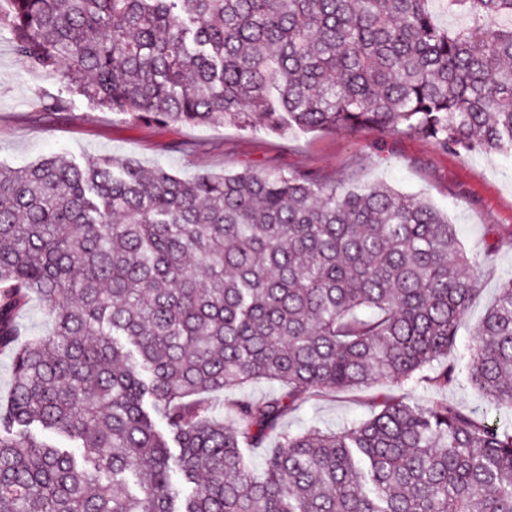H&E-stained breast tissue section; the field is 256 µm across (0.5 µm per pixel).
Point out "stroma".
<instances>
[{
    "label": "stroma",
    "instance_id": "stroma-1",
    "mask_svg": "<svg viewBox=\"0 0 512 512\" xmlns=\"http://www.w3.org/2000/svg\"><path fill=\"white\" fill-rule=\"evenodd\" d=\"M64 103L46 110L47 101ZM194 144L183 153L179 144ZM66 154L84 162L102 156L163 166L183 178L278 169L359 184L385 183L426 199L456 226L462 248L480 264L476 290L449 359L465 355L476 326L512 277V249L498 247L512 228V160L489 153H454L416 135L364 128L293 132L279 136L261 125L162 124L102 109L68 80L46 75L16 55L0 30V164L20 167ZM376 389L307 395L285 420L292 430L336 428L369 417ZM418 402L445 400L476 415L486 399L466 379L445 390L416 387Z\"/></svg>",
    "mask_w": 512,
    "mask_h": 512
}]
</instances>
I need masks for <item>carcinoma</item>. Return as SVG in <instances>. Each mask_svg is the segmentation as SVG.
<instances>
[{"mask_svg": "<svg viewBox=\"0 0 512 512\" xmlns=\"http://www.w3.org/2000/svg\"><path fill=\"white\" fill-rule=\"evenodd\" d=\"M430 2L0 0V28L136 120L364 127L512 158V0H441L481 37ZM477 271L447 214L385 183L0 167V512H512V421L413 398L456 381L444 359ZM33 295L47 336L18 326ZM470 359L469 385L512 409V278ZM259 379L283 391L208 399ZM385 383L403 393L367 420L282 428L310 393ZM270 436L257 475L245 449Z\"/></svg>", "mask_w": 512, "mask_h": 512, "instance_id": "obj_1", "label": "carcinoma"}]
</instances>
